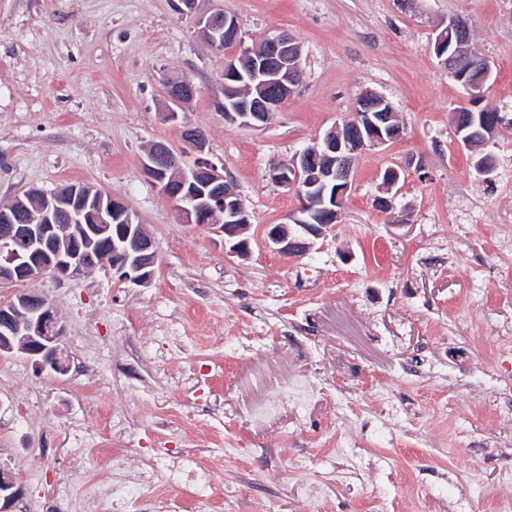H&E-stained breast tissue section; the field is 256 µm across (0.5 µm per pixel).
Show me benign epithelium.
<instances>
[{
  "label": "benign epithelium",
  "instance_id": "1",
  "mask_svg": "<svg viewBox=\"0 0 512 512\" xmlns=\"http://www.w3.org/2000/svg\"><path fill=\"white\" fill-rule=\"evenodd\" d=\"M196 24L218 51L230 41L241 43L238 22L232 16L213 12L196 17ZM469 32L464 20H450L437 34L433 51L443 73L466 93V107L451 114V123L457 140L475 150L493 138L503 118L478 108L493 69L486 58L472 52ZM301 59V46L283 32L266 37L256 50L243 47L226 56L221 105L224 120L246 128L266 123L295 93ZM165 93L173 105L165 118L174 121L178 118L175 107L193 98L196 87L188 79H170ZM401 133L391 103L369 92L344 125L332 127L315 145L270 169L271 180L295 191L302 205L288 222L266 227V243L285 257L304 254L311 247L310 238L321 236L336 223L352 186L357 157L369 148L396 141ZM183 144L184 150L202 154L206 137L200 130L186 128ZM143 167L164 195L181 201L184 222L209 226L224 234V244L231 254L243 257L249 253V240L244 237L249 214L215 164L202 158L197 166L186 170L174 150L158 141L148 151ZM103 196L93 188L73 187L52 192L31 189L10 199L11 207L43 212V223L0 226V286L21 285L44 275L80 277L106 260L122 281L139 287L150 285L157 244L135 215H129L125 224H109L105 219L100 224L81 223L83 207ZM61 209L68 219L66 224L55 223ZM103 238L108 252L97 249ZM63 336L65 325L47 297L22 291L0 301V355L17 351L36 369L64 375L68 365L61 349ZM20 493L12 474L1 467L0 512H8Z\"/></svg>",
  "mask_w": 512,
  "mask_h": 512
}]
</instances>
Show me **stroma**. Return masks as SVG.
Segmentation results:
<instances>
[{"mask_svg": "<svg viewBox=\"0 0 512 512\" xmlns=\"http://www.w3.org/2000/svg\"><path fill=\"white\" fill-rule=\"evenodd\" d=\"M179 0H0V201L81 183L124 200L158 244L149 287L110 265L30 287L66 324L69 371L0 356V467L12 512H115L112 486L152 473L193 512H512V130L478 174L455 139L462 94L433 52L466 20L494 82L483 108L512 121V0H198L248 47H302L297 91L265 125L225 122L224 55ZM197 94L165 120L164 78ZM385 96L399 140L362 153L336 224L286 258L265 227L301 206L269 177ZM250 215V252L180 221L143 168L185 127ZM401 170L391 193L380 174ZM389 196V209L377 199ZM359 445L338 455L323 435ZM21 490L12 474L0 468V511L8 512L11 503L20 495Z\"/></svg>", "mask_w": 512, "mask_h": 512, "instance_id": "stroma-1", "label": "stroma"}]
</instances>
